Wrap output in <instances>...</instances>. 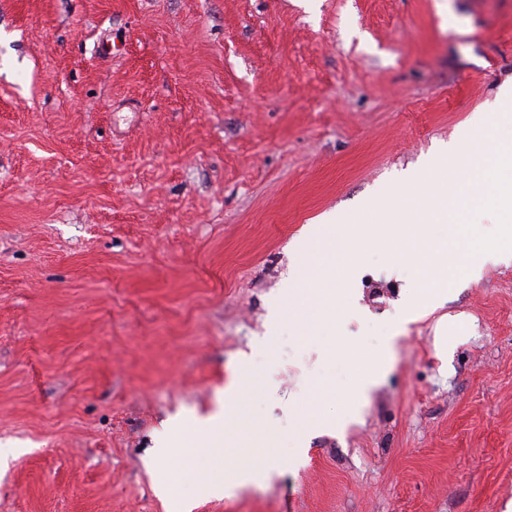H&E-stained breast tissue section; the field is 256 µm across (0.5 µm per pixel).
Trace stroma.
Wrapping results in <instances>:
<instances>
[{
    "label": "stroma",
    "mask_w": 512,
    "mask_h": 512,
    "mask_svg": "<svg viewBox=\"0 0 512 512\" xmlns=\"http://www.w3.org/2000/svg\"><path fill=\"white\" fill-rule=\"evenodd\" d=\"M510 110L512 0H0V512H177L163 438L256 475L191 512H504L512 263L406 323L416 267L370 245L318 333L273 312L309 225L416 205ZM387 369L388 358L386 355L382 357H375L372 360L368 369L360 380L355 392L350 398V415H355L359 411L368 393L379 382L380 378L386 373Z\"/></svg>",
    "instance_id": "35a3bbf8"
}]
</instances>
